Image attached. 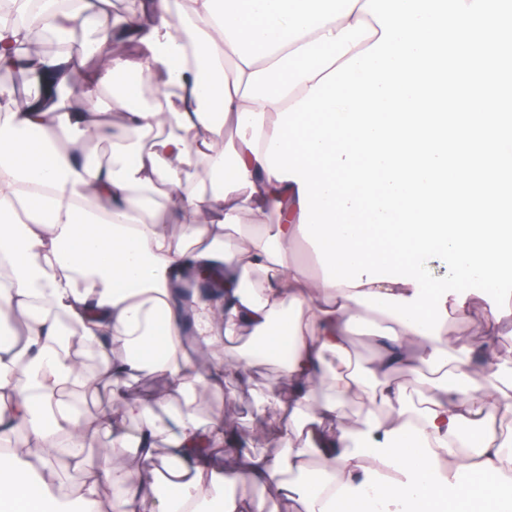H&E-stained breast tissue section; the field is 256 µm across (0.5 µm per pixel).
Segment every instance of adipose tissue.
Returning <instances> with one entry per match:
<instances>
[{"label":"adipose tissue","instance_id":"1","mask_svg":"<svg viewBox=\"0 0 512 512\" xmlns=\"http://www.w3.org/2000/svg\"><path fill=\"white\" fill-rule=\"evenodd\" d=\"M365 0H140L122 17L112 0H81L61 12L54 0L28 26L65 38L82 30L136 44L137 54L112 56L86 80L91 102L73 111L67 98L48 107L0 112V260L12 277L0 284V314L24 329L21 346H0V434L15 447L37 442L47 473L83 469L82 512H99L101 485L114 491L113 512H500L512 501L503 474L512 457V430L498 414H512V389L473 377L474 359L488 373L512 377L495 347L512 340V315L490 306L483 340L459 350L434 381L423 407L403 396L394 375H422L438 367L442 342L401 321L375 326L378 354L357 369L351 339L360 335L364 305L346 285L310 282L291 262L301 237L300 198L294 181L276 180L264 154L278 113L307 95L311 85L382 34ZM124 77L129 91L100 100L99 86ZM123 126L114 129L113 111ZM238 132L224 141L225 128ZM74 131L68 151L48 150L58 130ZM112 139V163L83 160L80 139ZM162 194L156 203L154 194ZM274 214L276 224L252 237L247 249L226 247L224 226L243 215ZM184 224L173 237L167 224ZM223 277L215 293L183 296L187 273ZM163 333L152 337L155 311ZM79 329L84 346L101 351L93 371L79 368L58 339L57 317ZM260 337V349L237 351L242 367L291 356L286 374L295 389L283 400L269 388L262 410L281 415L285 452L268 457L241 451L235 469L216 449L230 445L223 418L197 420L187 408L201 391L224 389L227 343L241 332ZM209 357L199 368L187 344ZM113 347L122 356L110 355ZM161 373L179 406L160 417L126 396L121 381ZM333 385L313 390L325 373ZM111 388L115 415H103L113 447L152 459L157 440L167 454L153 467L170 493L145 490L141 477L114 458L94 466L91 434L72 396ZM365 399L359 429L344 411ZM471 474L468 483L453 473ZM261 480L276 485L273 501L212 496L213 487ZM376 484L375 498L365 489ZM0 512H49L47 486L33 485L24 468L0 461Z\"/></svg>","mask_w":512,"mask_h":512}]
</instances>
